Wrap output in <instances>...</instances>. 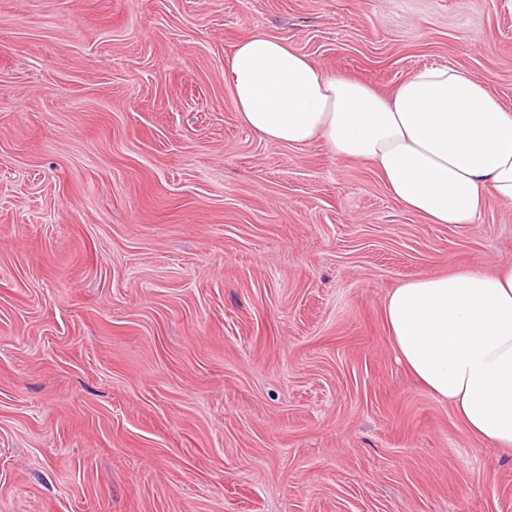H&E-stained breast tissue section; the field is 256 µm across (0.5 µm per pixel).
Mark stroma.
I'll list each match as a JSON object with an SVG mask.
<instances>
[{
	"label": "stroma",
	"instance_id": "1",
	"mask_svg": "<svg viewBox=\"0 0 512 512\" xmlns=\"http://www.w3.org/2000/svg\"><path fill=\"white\" fill-rule=\"evenodd\" d=\"M256 31L512 108V0H0V512H512V453L383 318L409 277L511 262L512 205L430 224L247 128L224 66Z\"/></svg>",
	"mask_w": 512,
	"mask_h": 512
}]
</instances>
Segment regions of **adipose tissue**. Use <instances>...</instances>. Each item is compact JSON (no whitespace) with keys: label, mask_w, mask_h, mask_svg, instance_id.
Segmentation results:
<instances>
[{"label":"adipose tissue","mask_w":512,"mask_h":512,"mask_svg":"<svg viewBox=\"0 0 512 512\" xmlns=\"http://www.w3.org/2000/svg\"><path fill=\"white\" fill-rule=\"evenodd\" d=\"M242 122L289 146L322 141L373 165L392 198L432 224L512 205V109L454 66H426L389 96L254 32L224 67ZM391 344L476 442L512 450V263L414 276L387 296Z\"/></svg>","instance_id":"ef3b65f1"}]
</instances>
